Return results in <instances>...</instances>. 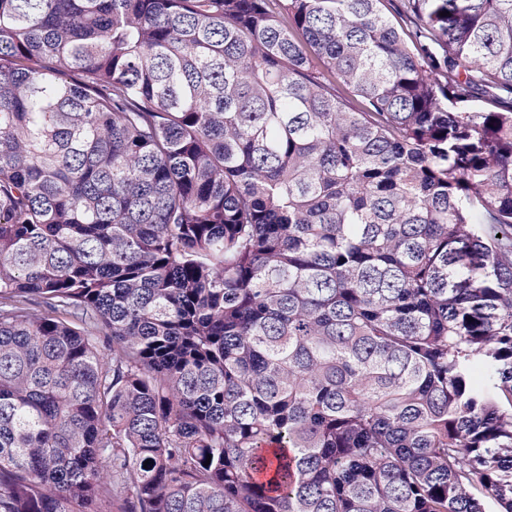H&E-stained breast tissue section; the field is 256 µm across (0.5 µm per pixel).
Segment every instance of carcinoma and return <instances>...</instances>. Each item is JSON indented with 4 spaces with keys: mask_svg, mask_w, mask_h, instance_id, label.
<instances>
[{
    "mask_svg": "<svg viewBox=\"0 0 512 512\" xmlns=\"http://www.w3.org/2000/svg\"><path fill=\"white\" fill-rule=\"evenodd\" d=\"M384 2L0 0V512H512V0Z\"/></svg>",
    "mask_w": 512,
    "mask_h": 512,
    "instance_id": "cac0c4a2",
    "label": "carcinoma"
}]
</instances>
